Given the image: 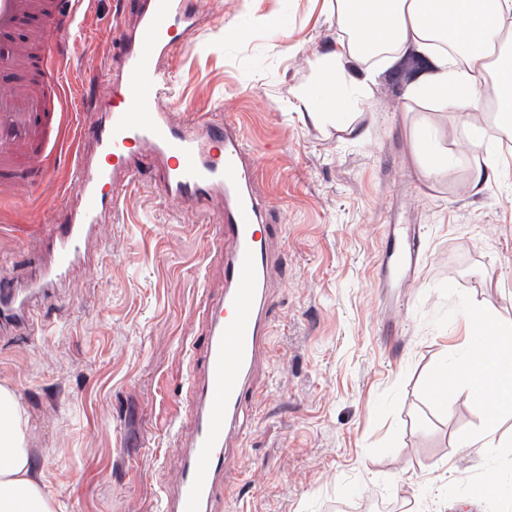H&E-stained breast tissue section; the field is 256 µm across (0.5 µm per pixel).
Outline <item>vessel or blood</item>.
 <instances>
[{
	"label": "vessel or blood",
	"mask_w": 512,
	"mask_h": 512,
	"mask_svg": "<svg viewBox=\"0 0 512 512\" xmlns=\"http://www.w3.org/2000/svg\"><path fill=\"white\" fill-rule=\"evenodd\" d=\"M82 3L0 0V77L9 80L0 92V189L12 182L32 198L49 175L46 157L58 148L65 112L45 107L42 78L58 67L56 54H45L40 39L50 32L64 44L79 25ZM198 25L192 0H140L137 24L120 45L123 67L112 107L79 132L90 148L72 163L78 206L51 225L35 278L21 281L0 272V334L10 336L27 325L34 297L64 287L69 273L85 263L101 216L119 208L122 187L140 180V157L152 160L176 204L203 209L221 196L224 295L201 313L179 476L163 485L160 512H215L241 445L244 410L267 366L272 326L277 227L255 191L256 160L245 133L205 115L177 119L164 105L173 87L157 62L185 45Z\"/></svg>",
	"instance_id": "1"
}]
</instances>
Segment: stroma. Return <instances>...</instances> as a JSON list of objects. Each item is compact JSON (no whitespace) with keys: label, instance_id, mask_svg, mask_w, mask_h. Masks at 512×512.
<instances>
[{"label":"stroma","instance_id":"1","mask_svg":"<svg viewBox=\"0 0 512 512\" xmlns=\"http://www.w3.org/2000/svg\"><path fill=\"white\" fill-rule=\"evenodd\" d=\"M138 0H84L81 29L58 62L68 108L63 148L40 198L0 203V261L25 278L40 236L79 202L71 156L80 127L104 110L120 74L114 14ZM333 0H195L204 18L187 47L159 63L170 111L242 124L256 188L282 226L274 243L271 365L220 512H512V418L502 445L475 455L458 439L483 422L466 391L436 404L429 380L469 343L465 317L493 303L512 326V178L459 191L472 157L512 152L498 126L470 141L455 114L413 99L410 73L376 66L355 134L313 123L296 100L340 29ZM285 22L273 33L259 17ZM425 120L456 163L433 186L411 155L410 120ZM102 221L94 263L64 291L33 299V326L0 338V386L27 418L40 481L58 512H158L181 450L192 339L206 299L224 292L219 208H181L151 163ZM422 233L404 278L383 263ZM499 483L497 497L483 494Z\"/></svg>","mask_w":512,"mask_h":512}]
</instances>
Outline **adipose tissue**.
Segmentation results:
<instances>
[{
	"mask_svg": "<svg viewBox=\"0 0 512 512\" xmlns=\"http://www.w3.org/2000/svg\"><path fill=\"white\" fill-rule=\"evenodd\" d=\"M344 35L317 59L298 99L317 124L355 132L368 106L372 68L368 52L391 66L422 56L427 68L413 82L414 96L464 116L471 140L481 141L488 118L512 129V0H335ZM411 149L423 180H439L453 164L447 147L426 124L412 125ZM443 373L464 388L484 417L477 432L458 442L465 449L501 443L500 420L512 416V327L497 328L492 343L472 342ZM0 512H56L54 499L35 479L26 421L15 393L0 386Z\"/></svg>",
	"mask_w": 512,
	"mask_h": 512,
	"instance_id": "1",
	"label": "adipose tissue"
}]
</instances>
